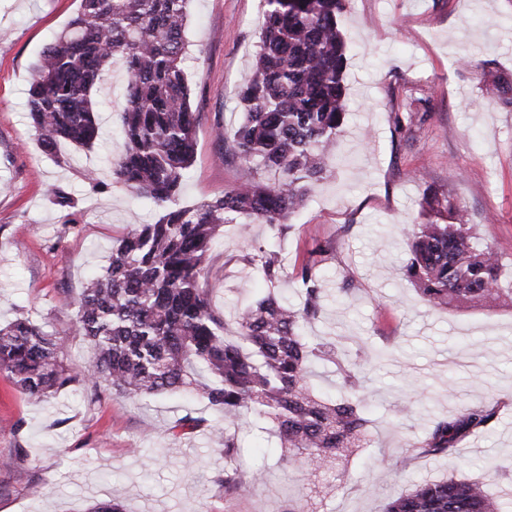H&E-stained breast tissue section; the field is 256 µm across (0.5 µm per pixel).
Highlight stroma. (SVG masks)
I'll list each match as a JSON object with an SVG mask.
<instances>
[{
  "label": "stroma",
  "instance_id": "stroma-1",
  "mask_svg": "<svg viewBox=\"0 0 512 512\" xmlns=\"http://www.w3.org/2000/svg\"><path fill=\"white\" fill-rule=\"evenodd\" d=\"M79 0H0V323L24 314L67 334V362L87 366L93 351L70 334L87 276L106 266L118 241L160 216L113 174L123 76L98 94L106 124L92 149L64 143L41 151L26 109L32 66L75 14ZM260 0H192L184 62L199 114L195 158L178 203L223 196L248 175L225 157L224 139L242 120L238 98L250 79L262 26ZM346 131L330 149L333 167L294 212L282 237L266 226L225 225L202 273L216 309L234 316L262 292L244 259L254 239L279 250L276 292L295 303L296 269L316 246L332 248L322 272L329 297L304 332L343 343L360 369L374 438L329 492L322 512H383L417 482L484 478L512 512V308L430 307L403 274L407 233L425 195L464 206L478 241L512 279V0H345ZM471 58L468 66L460 58ZM223 136H216V128ZM95 167L105 188L85 179ZM64 191L67 204L55 193ZM495 404L496 420L461 438L452 456L424 453L435 420ZM203 417L195 433L170 428ZM217 414L178 394L115 395L86 385L37 404L0 375V512H84L116 498L127 512H288L297 475L253 416H243L238 467L266 480L228 498ZM406 466L393 471L392 457Z\"/></svg>",
  "mask_w": 512,
  "mask_h": 512
}]
</instances>
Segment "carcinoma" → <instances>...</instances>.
Instances as JSON below:
<instances>
[{
	"label": "carcinoma",
	"mask_w": 512,
	"mask_h": 512,
	"mask_svg": "<svg viewBox=\"0 0 512 512\" xmlns=\"http://www.w3.org/2000/svg\"><path fill=\"white\" fill-rule=\"evenodd\" d=\"M65 30L33 69L27 107L37 142L54 154L62 142L91 148L102 138L96 92L120 63L124 153L117 178L163 210L154 224H137L112 248L108 265L79 297L71 332L93 347L80 374L64 360L65 338L18 316L0 326V374L29 399L42 402L86 382L122 396L181 391L204 400L224 419V495L251 492L263 481L236 466L238 421L245 414L271 424L280 461L300 471L288 512H317L313 495L331 487L322 478L372 445L358 393L362 380L346 349L311 343L306 324L323 310L321 274L329 252H309L296 270L302 299L289 305L267 291L237 311L233 323L212 305L200 278L226 224H264L278 237L312 186L327 172V147L346 116V44L339 28L345 0H263L255 72L239 93L243 120L228 152L250 175L211 201L181 207L176 197L194 157L197 113L184 71L185 27L191 0H79ZM425 220L410 225L404 275L434 308L512 304L502 265L472 242L466 210L432 194ZM275 286L279 254L250 241L246 254ZM342 378L344 397L313 383V360ZM493 404L439 419L424 451L452 455L464 435L489 427ZM383 512H502L484 482L454 477L423 481Z\"/></svg>",
	"instance_id": "cac0c4a2"
}]
</instances>
